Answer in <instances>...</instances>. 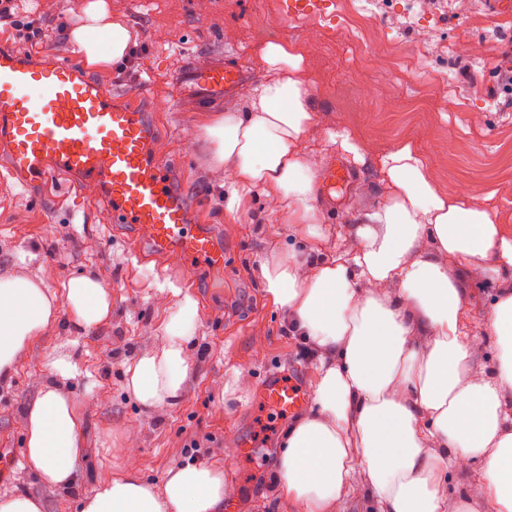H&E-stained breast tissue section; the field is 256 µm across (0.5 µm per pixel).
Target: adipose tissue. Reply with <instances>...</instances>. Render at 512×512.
Listing matches in <instances>:
<instances>
[{"mask_svg":"<svg viewBox=\"0 0 512 512\" xmlns=\"http://www.w3.org/2000/svg\"><path fill=\"white\" fill-rule=\"evenodd\" d=\"M68 38L88 66L127 59L136 35L114 16L110 0H82ZM260 59L276 81L254 87L247 112H212L200 124L207 162L230 176L226 211L236 215L253 193L288 215L302 250L269 254L258 274L273 305L318 352L315 411L287 427L275 480L301 512H335L364 471L380 512H512V289L497 295L487 324L495 366L470 368L480 345L462 330V290L452 265L486 277L512 269V231L492 209L445 193L414 141L377 159L386 194L356 224L349 251L324 256L312 203L316 174L301 144L314 125L300 80L303 56L269 41ZM398 293H390V286ZM63 295L41 277L0 275V383L17 372L32 340L60 317L85 336L112 315V293L94 275L70 278ZM159 346L125 367L127 391L147 411L184 398L197 301L171 288ZM25 460L42 482L68 487L84 449L82 420L56 383L26 410ZM482 462L478 480L449 500L447 466ZM224 471L187 463L162 485L145 481L136 464L104 477L80 500V512H218Z\"/></svg>","mask_w":512,"mask_h":512,"instance_id":"adipose-tissue-1","label":"adipose tissue"}]
</instances>
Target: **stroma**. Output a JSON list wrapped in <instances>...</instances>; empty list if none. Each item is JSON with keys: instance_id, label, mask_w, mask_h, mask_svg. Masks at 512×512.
<instances>
[{"instance_id": "stroma-1", "label": "stroma", "mask_w": 512, "mask_h": 512, "mask_svg": "<svg viewBox=\"0 0 512 512\" xmlns=\"http://www.w3.org/2000/svg\"><path fill=\"white\" fill-rule=\"evenodd\" d=\"M78 5L28 0L37 36L21 39L2 22L0 45L29 59L47 49L70 54L67 31ZM112 10L136 32L137 47L123 71L90 75L114 98L148 113L155 151L171 158L181 153L185 137L194 138L202 116L249 110L252 89L274 78L259 57L264 43L284 40L301 49V80L315 112L302 153L316 171L334 162L350 171L349 182L315 198L326 254L347 250L353 224L383 201L376 158L408 139L418 143L441 185L460 184L467 198L490 203L512 229V111L499 105L495 72L501 40L512 37V15L489 0H429L425 6L420 0H331L300 19L286 16L282 0L261 6L256 0H112ZM421 27L429 32L424 43L417 39ZM314 29L319 39H310ZM466 40L479 43L482 53L471 60L469 75L452 76L457 46ZM210 57L247 67L250 75L228 98L187 112L169 109L173 74L190 59ZM336 133L363 140V161L337 151L330 142ZM176 184L194 203V223L209 227L223 244L224 266L189 290L199 322L186 396L154 412L127 392L124 364L159 342L170 304L160 283L182 286L190 270L176 254L134 256L128 227L106 230L101 203L89 200L76 209L51 193L34 201L13 182L0 186V273L43 277L57 293L70 277L93 273L112 291V316L100 329L77 336L59 320L21 354L15 377L0 384V466L10 469L0 495L29 491L43 499L46 512H77L80 497L123 470L124 433L136 424L146 480L161 484L170 469L193 459L223 468L233 512H297L271 478L292 418L268 408L259 394L270 375L295 379L309 392L315 384L313 361L301 357L284 314L256 274L264 257L289 243L288 217L269 212L259 192L238 217H229L224 176L208 166L198 142ZM450 274L467 305L464 328L483 345L473 368L490 370L496 356L486 336L490 306L500 289L512 286V276L476 278L461 267ZM60 358L71 364L60 385L84 419L87 448L66 488L44 484L24 458L26 407ZM193 438L206 441V448L184 454ZM228 439L252 441L251 454L225 455Z\"/></svg>"}]
</instances>
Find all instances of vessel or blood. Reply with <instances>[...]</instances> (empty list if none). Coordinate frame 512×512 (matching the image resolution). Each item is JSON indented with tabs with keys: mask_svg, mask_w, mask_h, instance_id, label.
<instances>
[{
	"mask_svg": "<svg viewBox=\"0 0 512 512\" xmlns=\"http://www.w3.org/2000/svg\"><path fill=\"white\" fill-rule=\"evenodd\" d=\"M244 69L214 60H192L174 74L173 103L220 100L234 94ZM154 128L147 113L115 103L76 61L47 52L28 61L0 47V142L6 167L31 197L58 176L73 178L81 206L87 190L104 196L111 223L136 231L134 250L177 251L202 277L224 264V249L192 224L190 207L176 187L175 166L152 152ZM266 404L285 414L308 403L295 382L274 380L262 389Z\"/></svg>",
	"mask_w": 512,
	"mask_h": 512,
	"instance_id": "obj_1",
	"label": "vessel or blood"
}]
</instances>
